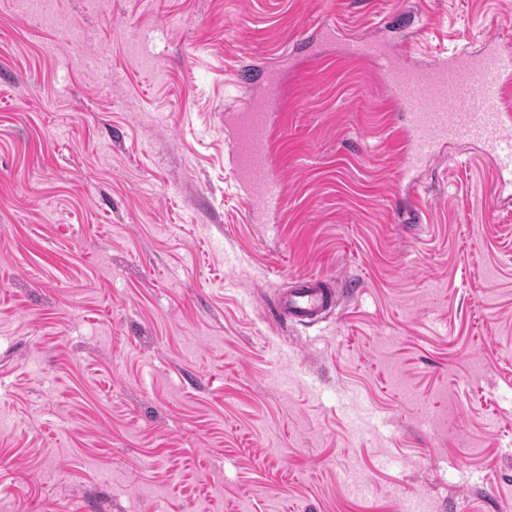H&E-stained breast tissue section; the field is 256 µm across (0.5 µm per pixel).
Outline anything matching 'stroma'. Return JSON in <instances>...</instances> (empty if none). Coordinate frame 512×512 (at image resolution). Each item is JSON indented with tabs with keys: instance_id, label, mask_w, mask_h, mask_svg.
Segmentation results:
<instances>
[{
	"instance_id": "35a3bbf8",
	"label": "stroma",
	"mask_w": 512,
	"mask_h": 512,
	"mask_svg": "<svg viewBox=\"0 0 512 512\" xmlns=\"http://www.w3.org/2000/svg\"><path fill=\"white\" fill-rule=\"evenodd\" d=\"M390 16L512 45V0H0V512H512V186L450 145L398 223L376 67L301 48ZM251 62L272 224L224 139ZM309 275L342 306L270 322Z\"/></svg>"
}]
</instances>
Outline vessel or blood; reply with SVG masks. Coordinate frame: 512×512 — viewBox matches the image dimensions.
I'll list each match as a JSON object with an SVG mask.
<instances>
[{"instance_id": "1", "label": "vessel or blood", "mask_w": 512, "mask_h": 512, "mask_svg": "<svg viewBox=\"0 0 512 512\" xmlns=\"http://www.w3.org/2000/svg\"><path fill=\"white\" fill-rule=\"evenodd\" d=\"M317 39H337L339 55L348 61L375 65L403 118L399 128L403 157L400 181L410 205L395 208L399 222L419 221L418 174L444 146L477 148L512 184V57L492 46L440 57L413 66L415 41L374 40L361 34L338 38L335 27L316 29ZM276 99L224 115L228 143L239 181L263 194L260 215L280 209V186L272 156ZM343 300L340 288L314 277L297 278L268 303V313L284 324L306 325L332 315Z\"/></svg>"}]
</instances>
